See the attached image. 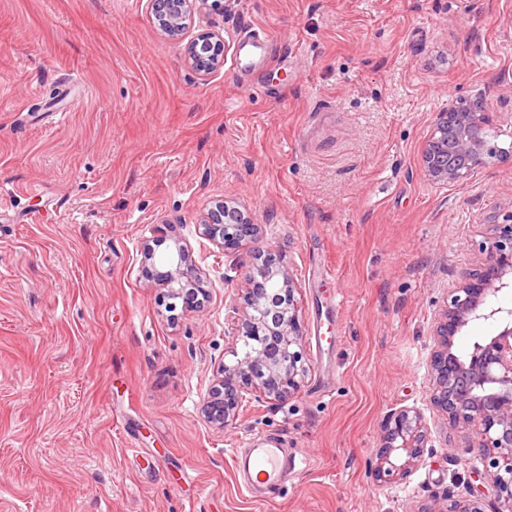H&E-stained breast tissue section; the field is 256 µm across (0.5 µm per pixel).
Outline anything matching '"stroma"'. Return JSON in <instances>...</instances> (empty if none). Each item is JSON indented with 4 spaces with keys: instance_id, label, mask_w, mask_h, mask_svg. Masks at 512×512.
Wrapping results in <instances>:
<instances>
[{
    "instance_id": "35a3bbf8",
    "label": "stroma",
    "mask_w": 512,
    "mask_h": 512,
    "mask_svg": "<svg viewBox=\"0 0 512 512\" xmlns=\"http://www.w3.org/2000/svg\"><path fill=\"white\" fill-rule=\"evenodd\" d=\"M224 65L201 75L147 0H0V512H443L495 493L464 459L471 428L431 402L433 333L512 216V0H229L197 18ZM270 55L262 95L234 60ZM480 100L506 157L434 184L422 149L449 100ZM260 224L226 255L201 234L212 201ZM191 250L205 309L168 313L144 241ZM295 281L308 373L282 402L202 413L228 307L258 249ZM335 271L327 277L325 268ZM422 412L410 475L368 463L393 410ZM296 456L260 501L239 449Z\"/></svg>"
}]
</instances>
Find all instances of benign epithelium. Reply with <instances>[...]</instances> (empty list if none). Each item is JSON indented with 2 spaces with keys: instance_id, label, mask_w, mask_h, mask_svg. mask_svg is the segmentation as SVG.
Instances as JSON below:
<instances>
[{
  "instance_id": "7a95c632",
  "label": "benign epithelium",
  "mask_w": 512,
  "mask_h": 512,
  "mask_svg": "<svg viewBox=\"0 0 512 512\" xmlns=\"http://www.w3.org/2000/svg\"><path fill=\"white\" fill-rule=\"evenodd\" d=\"M159 30L179 39L203 9L224 7V0H150ZM226 44L213 33L201 34L187 44L188 63L206 76L224 65ZM490 118L479 103L451 101L437 115L431 138L422 152L425 175L434 183L450 184L468 176L496 157L489 133ZM202 235L224 253L257 239L260 226L250 215L226 200L209 207ZM160 236L142 247L147 280L166 288L167 308L204 310L209 301L207 280L196 268L191 250L180 239L157 257L166 242ZM246 288L229 307L237 334L231 336L212 385L203 399L202 412L217 428L236 423L244 395L284 401L301 388L306 367L301 347L303 325L295 293L297 286L281 255L260 251L244 274ZM512 291V218L490 223L481 246L479 268L451 289L435 331L429 363L432 401L448 427L468 426L475 438L463 456L484 461L481 477L496 492L493 512H512V307L496 303L498 295ZM499 328L494 336L474 341L465 356L454 352L455 338L473 322ZM428 443V427L412 408L389 412L380 427L379 448L369 462L377 482L407 477ZM444 512H487L479 495L448 498Z\"/></svg>"
}]
</instances>
